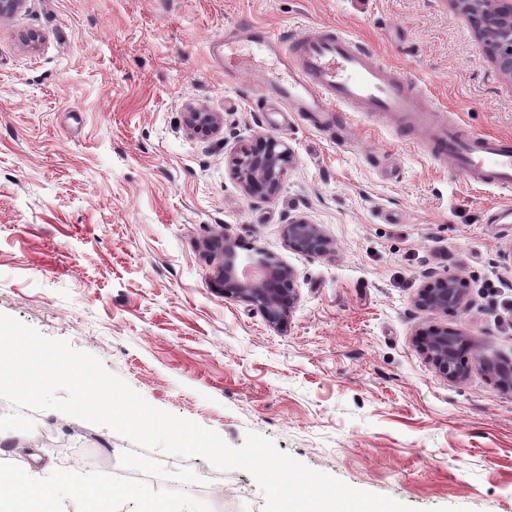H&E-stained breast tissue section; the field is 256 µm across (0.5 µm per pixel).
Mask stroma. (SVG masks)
<instances>
[{
    "label": "stroma",
    "instance_id": "obj_1",
    "mask_svg": "<svg viewBox=\"0 0 512 512\" xmlns=\"http://www.w3.org/2000/svg\"><path fill=\"white\" fill-rule=\"evenodd\" d=\"M292 35L333 26L414 77L450 118L512 136V80L449 0H24L0 16V313L96 355L151 405L241 446L246 431L352 487L438 512H512V394L475 370L454 384L415 343L431 324L512 360V192L469 186L400 139L392 122L341 113L336 144L276 111L274 56L242 48L228 81L208 53L225 28ZM222 113L212 137L187 108ZM273 134L292 159L271 199L249 198L226 160ZM295 216L331 248L289 249ZM296 272L276 329L214 288L204 244ZM471 282L470 306L418 307L425 273ZM0 433V461L127 476L136 444L54 410ZM212 512H263L242 470L153 451Z\"/></svg>",
    "mask_w": 512,
    "mask_h": 512
}]
</instances>
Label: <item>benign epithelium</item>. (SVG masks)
<instances>
[{
	"label": "benign epithelium",
	"instance_id": "1",
	"mask_svg": "<svg viewBox=\"0 0 512 512\" xmlns=\"http://www.w3.org/2000/svg\"><path fill=\"white\" fill-rule=\"evenodd\" d=\"M466 15L476 35L483 41L486 54L499 73L512 80V0H450ZM185 123L197 134L210 136L223 125L219 112L192 110L184 113ZM291 155L286 144L274 135L267 137L261 150L241 148L227 160L230 175L250 196L269 198L277 194L287 172ZM288 247L309 255L328 251L329 240L322 228L304 218L288 222L284 228ZM209 255L216 261V277L224 285V297L248 302L262 311L268 324L281 327L287 312L297 301L294 270L269 255L241 258L231 235L206 242ZM470 282L460 274L425 276L417 297L429 311L446 313L465 309L470 303ZM466 340L459 329L429 326L415 333L416 347L425 354L434 370L452 383L464 382L475 369L494 375L500 386L512 392V363L501 364L477 354L469 363L458 358V346Z\"/></svg>",
	"mask_w": 512,
	"mask_h": 512
}]
</instances>
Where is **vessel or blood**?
<instances>
[{
  "instance_id": "b4317fda",
  "label": "vessel or blood",
  "mask_w": 512,
  "mask_h": 512,
  "mask_svg": "<svg viewBox=\"0 0 512 512\" xmlns=\"http://www.w3.org/2000/svg\"><path fill=\"white\" fill-rule=\"evenodd\" d=\"M243 42L278 58L283 73L271 76L265 89L280 111L306 119L351 110L410 122L425 130L437 161L453 162L466 183L512 189V139L472 133L449 120L424 90L410 85L405 72L378 61L354 37L333 28L289 39L256 25L230 29L209 43L213 63L227 77L245 66L237 53Z\"/></svg>"
}]
</instances>
